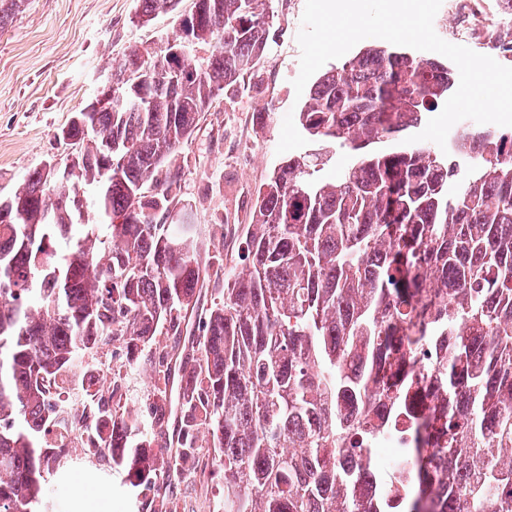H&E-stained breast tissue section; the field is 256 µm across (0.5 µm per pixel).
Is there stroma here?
Wrapping results in <instances>:
<instances>
[{
	"mask_svg": "<svg viewBox=\"0 0 512 512\" xmlns=\"http://www.w3.org/2000/svg\"><path fill=\"white\" fill-rule=\"evenodd\" d=\"M274 17L267 50L246 88L218 97L176 158L181 194L204 247L222 251L219 273L205 281L198 303L210 308L238 263L258 188L288 155L308 148L297 132L301 108L294 79L301 50L296 36L305 0H271ZM137 0H26L0 30V198L8 197L35 168L70 153L55 134L94 101L108 82V63L131 47H162L176 20L161 13L135 21ZM102 379L121 370L126 403L144 410L154 391L148 362L127 365L120 344L80 355ZM66 466L46 473L57 512H133L137 492L123 483L107 457L76 439ZM178 512H222L224 475L207 469L178 483Z\"/></svg>",
	"mask_w": 512,
	"mask_h": 512,
	"instance_id": "35a3bbf8",
	"label": "stroma"
}]
</instances>
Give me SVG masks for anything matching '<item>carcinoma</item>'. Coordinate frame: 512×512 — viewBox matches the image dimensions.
<instances>
[{"label": "carcinoma", "mask_w": 512, "mask_h": 512, "mask_svg": "<svg viewBox=\"0 0 512 512\" xmlns=\"http://www.w3.org/2000/svg\"><path fill=\"white\" fill-rule=\"evenodd\" d=\"M267 0H195L196 75L175 91L159 51L135 47L112 70L137 83L93 112L91 136L60 133L85 163L67 188L45 167L0 217V512H52L44 474L67 461L72 434L104 448L127 485L164 486L196 463L210 436L224 472V512H512V131L463 129L454 155L404 143L451 96L457 71L389 44L342 59L311 85L297 128L318 147L282 159L256 193L240 264L198 333L184 311L214 265L201 242L168 230L181 203L173 161L219 93L254 76L267 47ZM181 0H138L136 19L181 17ZM119 142L105 178L103 141ZM351 161L317 176L320 150ZM107 223L103 240L81 209ZM75 239L62 254L56 244ZM185 342L168 395L160 332ZM437 336L428 374L443 396L386 380ZM123 339L127 362L157 365L146 414L112 402L75 359ZM86 392L77 413L58 401ZM391 405L390 415L377 404ZM344 401L358 414L344 415ZM402 426L413 468L393 498L357 497L377 435ZM173 427L177 450L167 448Z\"/></svg>", "instance_id": "1"}]
</instances>
